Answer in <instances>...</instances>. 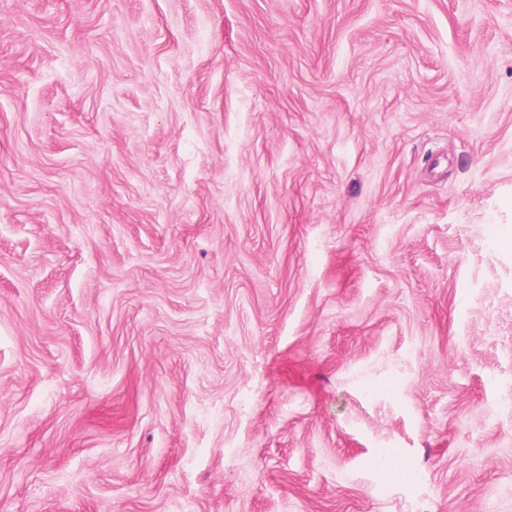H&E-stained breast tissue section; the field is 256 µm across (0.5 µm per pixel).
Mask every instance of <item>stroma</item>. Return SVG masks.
<instances>
[{
	"instance_id": "obj_1",
	"label": "stroma",
	"mask_w": 512,
	"mask_h": 512,
	"mask_svg": "<svg viewBox=\"0 0 512 512\" xmlns=\"http://www.w3.org/2000/svg\"><path fill=\"white\" fill-rule=\"evenodd\" d=\"M0 512H512V0H0Z\"/></svg>"
}]
</instances>
